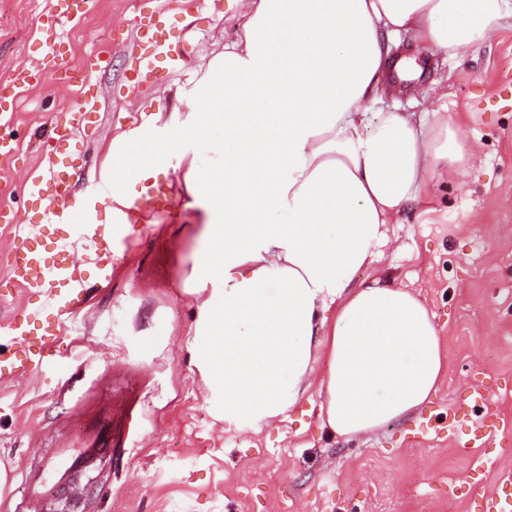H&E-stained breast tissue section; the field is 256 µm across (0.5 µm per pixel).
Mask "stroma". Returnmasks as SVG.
<instances>
[{
	"label": "stroma",
	"instance_id": "stroma-1",
	"mask_svg": "<svg viewBox=\"0 0 512 512\" xmlns=\"http://www.w3.org/2000/svg\"><path fill=\"white\" fill-rule=\"evenodd\" d=\"M48 6L0 0V82L29 62ZM242 22L238 0H95L63 30V59L40 83L19 88L12 120L0 127L18 147L0 160V208L24 210L56 113L87 91L100 99L99 123L73 142L72 207L105 178L113 142L134 124L159 145L181 140L183 96ZM149 31L189 67L136 79ZM404 56L415 62V79L391 77L371 111L447 113L462 125L460 145L473 159L425 203L404 208L358 277L391 275L426 301L448 360L438 391L411 417L350 439L322 427L313 388L258 429L213 415L207 383L190 361L200 301L183 291L196 252L186 161L211 166L224 139L208 128L164 158L155 179L164 196L138 199L146 223L130 224L111 281L96 284L61 337L67 373L0 383V463L13 477L0 512L27 498L25 469L48 487L37 512H57L67 482L44 470L43 449L90 448L102 432L111 434L112 451L84 485L79 512H473L500 473L512 472V453L502 448L512 442V18L448 58L401 38L391 57ZM479 384L489 397L458 428L469 431L485 416L496 432L461 448L440 425L456 396ZM479 456L489 465L478 474L470 463Z\"/></svg>",
	"mask_w": 512,
	"mask_h": 512
}]
</instances>
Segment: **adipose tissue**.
<instances>
[{
    "label": "adipose tissue",
    "instance_id": "adipose-tissue-1",
    "mask_svg": "<svg viewBox=\"0 0 512 512\" xmlns=\"http://www.w3.org/2000/svg\"><path fill=\"white\" fill-rule=\"evenodd\" d=\"M241 2V30L209 60L181 133L224 130L221 164L185 174L200 226L191 359L214 411L252 429L284 415L326 357L320 418L348 439L413 415L447 371L426 303L389 276L355 277L385 225L462 172L460 124L365 106L394 38L458 53L512 17V0ZM160 161L134 138L113 145V213L134 209V184Z\"/></svg>",
    "mask_w": 512,
    "mask_h": 512
}]
</instances>
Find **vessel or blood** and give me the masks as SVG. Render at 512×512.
<instances>
[{
  "label": "vessel or blood",
  "instance_id": "obj_1",
  "mask_svg": "<svg viewBox=\"0 0 512 512\" xmlns=\"http://www.w3.org/2000/svg\"><path fill=\"white\" fill-rule=\"evenodd\" d=\"M92 0H52L47 17V37L56 40L58 31L76 20L78 5H90ZM180 57L168 50L153 48L138 59L137 76L144 77L159 69L174 68ZM98 98L90 94L56 118L46 153L44 171L27 186V193L38 203L35 219L19 223L17 213L0 210V223L13 228L8 246V264L18 287L37 296V309L14 316L0 325V334L12 337L17 351L0 358V381H21L62 363L67 352L59 343L66 326L86 300L91 287L84 266H94L98 282L112 275L113 255L126 252L129 239L122 224H114L110 236H102L96 224V205L106 201L110 186L93 192L91 202L82 214H74L67 199L72 193L75 156L71 143L76 131L92 125L98 111ZM73 228L71 236L51 238L50 225ZM476 512H512V474L503 475L495 491L483 497L475 506Z\"/></svg>",
  "mask_w": 512,
  "mask_h": 512
}]
</instances>
